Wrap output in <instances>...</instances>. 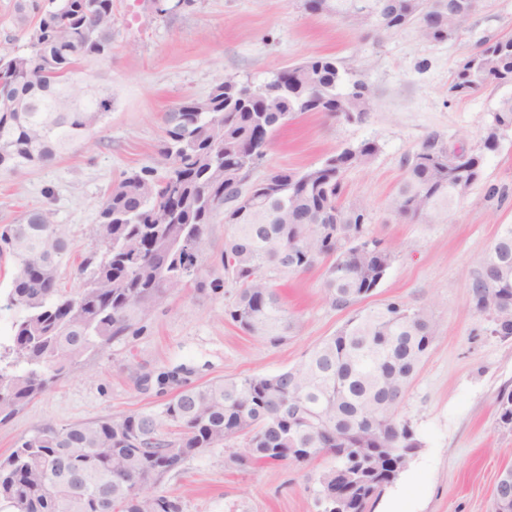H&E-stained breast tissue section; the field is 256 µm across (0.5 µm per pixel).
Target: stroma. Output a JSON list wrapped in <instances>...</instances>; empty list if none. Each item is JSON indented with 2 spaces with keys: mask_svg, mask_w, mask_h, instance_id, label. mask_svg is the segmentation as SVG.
Segmentation results:
<instances>
[{
  "mask_svg": "<svg viewBox=\"0 0 512 512\" xmlns=\"http://www.w3.org/2000/svg\"><path fill=\"white\" fill-rule=\"evenodd\" d=\"M112 54L80 61L77 89L111 88L112 109L83 141L54 162L20 176H0V226L44 209L65 225L71 246L62 257L63 286H80L78 267L104 245L90 233L107 191L125 173L159 168L163 117L188 97H206L225 76L252 82L273 77L309 57L330 55L351 78L364 81L371 109L346 122L321 113L280 128L256 176L271 169L320 164L337 148L376 141L365 168L347 172L344 206H362L369 230L386 241L394 260L370 307L399 299L429 308L439 326L429 355L397 416L414 426L422 446L374 512H491L497 475L512 465V429L500 426L499 388L512 384V338L491 333L471 302L470 285L501 225L512 224V136L486 153L483 176L438 224L398 218L392 209L404 163L431 136L448 147H481L480 133L499 99L512 88L452 90L460 61L484 41L512 35V0H482L458 39L434 42L411 24L390 34L327 14L302 0H193L174 15L146 9L143 0H113ZM225 224L206 230L199 285L171 295L134 333L88 355L9 424L0 427V457L39 425L58 427L102 417L160 410L179 387L221 378L273 375L304 361L350 313L324 297L325 268L278 275L283 305L298 319L296 333L273 345L241 331L225 314L236 288L210 282L224 274ZM180 385L158 388L163 372ZM243 439L227 441L167 476L160 489L182 512H320L315 490L330 457L307 464L228 466Z\"/></svg>",
  "mask_w": 512,
  "mask_h": 512,
  "instance_id": "1",
  "label": "stroma"
}]
</instances>
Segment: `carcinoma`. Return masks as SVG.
I'll return each instance as SVG.
<instances>
[{
  "label": "carcinoma",
  "instance_id": "obj_1",
  "mask_svg": "<svg viewBox=\"0 0 512 512\" xmlns=\"http://www.w3.org/2000/svg\"><path fill=\"white\" fill-rule=\"evenodd\" d=\"M318 13L364 10L383 33L411 23L413 0H313ZM428 28L438 42L459 37L478 0H429ZM30 0L14 12L28 51L0 57V99L25 105L0 108V174L20 175L55 160L85 139L112 109V91L96 86L78 103L74 66L112 52V0H49L32 21ZM332 56L303 61L277 97L245 103L218 83L205 99L188 97L164 115L159 178L144 170L114 184L91 232L105 246L100 261L85 258L89 273L74 294L60 285V259L68 248L65 229L46 210L27 212L0 228V257L13 262L4 307L20 311L10 344L0 343V425L10 422L86 354L105 351L127 335L157 304L186 288L189 270L200 268L204 234L224 209L225 153L252 141L265 119L305 110L302 94L321 97L318 111L346 120L369 111L371 93ZM512 85V38L487 41L458 66L453 88L479 90ZM512 132V95L502 97L481 131L483 147L495 150ZM379 151L374 141L346 147L318 166L281 170L261 204L227 225L224 277L236 285L229 319L251 336L278 344L297 321L286 313L271 283L274 274H300L325 265L323 290L337 309L352 316L296 367L275 375H251L187 386L160 411L40 425L0 459V507L10 512H180L157 492L166 476L190 458L244 437L239 466L286 460L290 448H323L354 474L342 486L354 512H373L400 474L386 475L363 448H419L410 422L393 418L400 398L438 332L426 308L401 300L361 306L393 262L390 245L371 235L361 206L340 202L347 171L368 166ZM448 146L428 138L405 162L393 199L397 216L436 224L481 179L484 155L463 151L453 164ZM477 313L494 307L497 336L512 338V224L504 225L480 262L470 287ZM499 423L512 426V387L496 395Z\"/></svg>",
  "mask_w": 512,
  "mask_h": 512
}]
</instances>
